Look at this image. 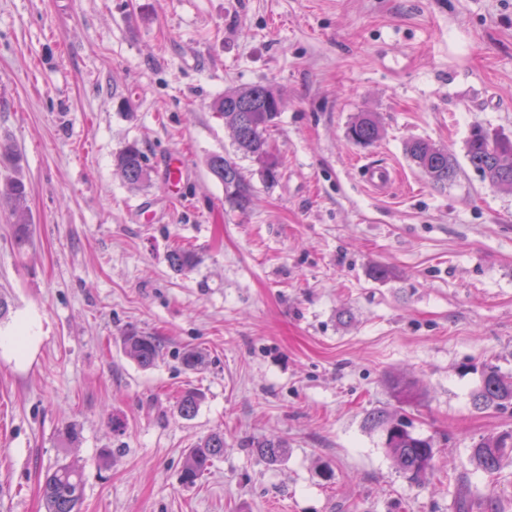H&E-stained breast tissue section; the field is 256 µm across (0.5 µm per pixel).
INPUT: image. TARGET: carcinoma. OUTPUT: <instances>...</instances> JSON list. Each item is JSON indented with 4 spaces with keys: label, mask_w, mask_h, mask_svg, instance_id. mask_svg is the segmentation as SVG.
I'll use <instances>...</instances> for the list:
<instances>
[{
    "label": "carcinoma",
    "mask_w": 512,
    "mask_h": 512,
    "mask_svg": "<svg viewBox=\"0 0 512 512\" xmlns=\"http://www.w3.org/2000/svg\"><path fill=\"white\" fill-rule=\"evenodd\" d=\"M279 98L281 95L272 86L255 84L229 89L215 102L214 108L224 117V125L230 131L235 153L257 163L271 154L268 134L281 114L276 108ZM347 136L356 144L370 145L379 137L378 122L372 115L363 114L348 128ZM407 154L436 185H444L456 175V165L448 152L428 140L410 142ZM505 154L512 156L511 140L493 138L482 126H472L467 140L469 162L490 184L511 191L512 161L503 163ZM115 163L124 179L133 186L148 178L147 157L137 142L125 145L116 155ZM207 167L210 174L224 185L225 200L238 210L246 211L251 204L253 187L242 175L235 159L214 154L208 158ZM27 197V185L18 173L9 177L0 190V200L11 210L20 241L27 236L30 224ZM169 263L174 271L181 272L194 263V254L188 249L176 248L169 254ZM123 346L126 354L141 368L154 366L162 350L158 337L138 333L124 336ZM199 403L198 391L185 390L179 399V413L190 419L196 415ZM473 403L479 409L512 405V376L501 373L494 366L487 367L480 388L473 395ZM368 420L371 426L385 433V448L397 469L420 484L432 476L433 446L430 440L417 437L407 429L394 431L396 414L387 410L370 413ZM251 447L260 460L273 464L284 456L286 445L280 440L258 439L252 441ZM223 454V433L215 432L199 439L188 450L179 473L180 483L195 484ZM511 455L512 430L482 439L470 449L472 464L487 474L496 473L503 460ZM83 486L82 468L76 461L64 458L56 462L46 471L42 482L45 512H80Z\"/></svg>",
    "instance_id": "1"
}]
</instances>
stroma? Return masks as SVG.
<instances>
[{"mask_svg":"<svg viewBox=\"0 0 512 512\" xmlns=\"http://www.w3.org/2000/svg\"><path fill=\"white\" fill-rule=\"evenodd\" d=\"M253 84L283 95L280 179L239 159L243 213L206 160L234 152L214 101ZM362 113L380 126L369 146L347 137ZM476 124L512 139V0H0V142L31 217L18 242L0 205V512H44L64 456L82 512H512V463L469 462L512 430V407L472 402L484 364L512 374V191L470 164ZM417 139L452 155L448 184L409 158ZM131 141L149 169L135 188L114 166ZM368 164L402 186L371 195ZM178 244L196 256L179 273ZM130 331L161 339L155 366L125 355ZM380 409L432 438L429 483L396 469L366 422ZM214 432L223 457L183 486ZM262 437L286 442L280 462L247 448ZM512 455V430L482 439L470 448V461L477 470L487 474L496 473L503 460ZM223 454V433L215 432L199 439L188 450L179 473L180 483L186 486L194 485Z\"/></svg>","mask_w":512,"mask_h":512,"instance_id":"1","label":"stroma"}]
</instances>
